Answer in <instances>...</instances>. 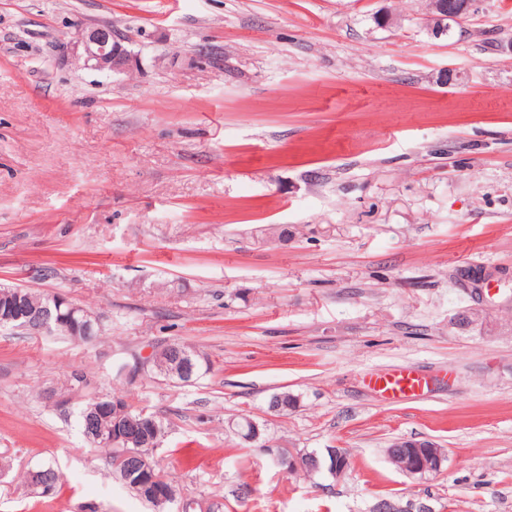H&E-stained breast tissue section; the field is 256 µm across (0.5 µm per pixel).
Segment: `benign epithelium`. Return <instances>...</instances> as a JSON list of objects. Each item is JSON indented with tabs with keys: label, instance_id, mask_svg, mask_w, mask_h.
I'll use <instances>...</instances> for the list:
<instances>
[{
	"label": "benign epithelium",
	"instance_id": "7a95c632",
	"mask_svg": "<svg viewBox=\"0 0 512 512\" xmlns=\"http://www.w3.org/2000/svg\"><path fill=\"white\" fill-rule=\"evenodd\" d=\"M432 11L429 16L431 32L440 36L448 30L450 22L463 15L473 14L480 8L482 0H431ZM124 38L108 24L86 26L80 29L78 36L66 45L67 52L75 59L81 60L85 65L99 71L119 73L129 68L131 55L123 45ZM462 280L475 286L484 284L494 278L496 274L491 271H479L466 268L460 271ZM29 296L21 291L15 292V297L9 305L0 310V326L14 329L25 328L31 317L28 306ZM270 454L290 473L305 466L308 458L294 448H271ZM444 458L437 452H432V461L421 460L411 471L409 476H416L431 468L441 471ZM149 467L142 465L137 470L141 477L136 480L138 486L151 489L156 512H170L174 499L158 485L156 478L145 475ZM375 512H435L434 507L427 501L409 499L388 500L372 506Z\"/></svg>",
	"mask_w": 512,
	"mask_h": 512
}]
</instances>
